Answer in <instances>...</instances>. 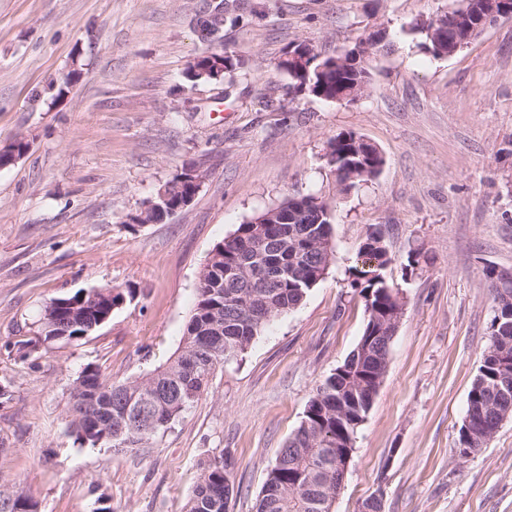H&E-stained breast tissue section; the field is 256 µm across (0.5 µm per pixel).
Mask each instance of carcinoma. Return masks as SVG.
I'll list each match as a JSON object with an SVG mask.
<instances>
[{"label":"carcinoma","instance_id":"obj_1","mask_svg":"<svg viewBox=\"0 0 512 512\" xmlns=\"http://www.w3.org/2000/svg\"><path fill=\"white\" fill-rule=\"evenodd\" d=\"M512 0H455V6L435 17L411 21L405 32L419 38V46L436 58L455 54L481 34L478 22ZM218 15L202 20V37L221 39L224 0ZM386 30L379 29L342 54L319 58L304 42H297L277 63L297 88L329 103H351L365 93ZM224 50L196 57L186 70L188 81L222 80L235 69ZM327 162L336 171L340 190L348 191L373 180L384 159L372 144L352 131L328 141ZM272 216L277 233L251 219L218 243L201 271L194 312L177 351L164 364L137 378L116 379L100 367L88 365L73 380L67 406L68 429L75 442L89 448L124 451L141 445L167 428L191 408L210 387L224 363L240 356L271 320L298 307L327 274L335 260L329 205L314 196L290 199L268 208L258 218ZM262 241L245 252V240ZM365 256L353 286L365 303L381 315L398 306V291L389 289L386 272L392 263L382 235L370 232L359 248ZM281 264V281L267 288L249 276V269ZM124 294L112 288L81 291L48 303L40 318L44 340H79L108 322L122 305ZM386 340L363 354L356 348L316 387L302 421L280 449L268 470L257 512H331L336 497L334 448L355 441L358 427L373 402L376 380L387 367ZM512 377V330L491 337V343L468 393L466 416L482 429L466 445L478 449L489 441L495 422L512 419V387L496 389L497 377ZM160 416L163 424L134 428L139 416ZM224 455L204 467L201 481L184 512H229L230 493ZM0 512H38V502L24 489L0 492Z\"/></svg>","mask_w":512,"mask_h":512}]
</instances>
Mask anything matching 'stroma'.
Returning <instances> with one entry per match:
<instances>
[{"label": "stroma", "instance_id": "1", "mask_svg": "<svg viewBox=\"0 0 512 512\" xmlns=\"http://www.w3.org/2000/svg\"><path fill=\"white\" fill-rule=\"evenodd\" d=\"M221 45L237 67L191 83L209 50L206 0H0V147L30 149L0 168V490L27 489L39 512H181L205 463L233 464L230 512H256L279 448L317 386L356 348L365 325L353 269L381 230L403 314L386 375L359 427L332 512H512V419L468 456L457 452L468 393L490 345L489 268L512 269V17L456 54L420 51L402 27L452 0H226ZM384 27L364 96L328 103L276 63L294 42L344 52ZM81 76L57 94L64 75ZM353 131L385 164L339 192L328 141ZM191 171L193 201L135 224L158 188ZM331 205L336 260L325 279L219 367L207 393L148 443L79 447L69 388L89 364L143 376L178 348L199 274L239 224L291 198ZM420 252L417 267L408 257ZM125 292L81 340H36L51 299Z\"/></svg>", "mask_w": 512, "mask_h": 512}]
</instances>
